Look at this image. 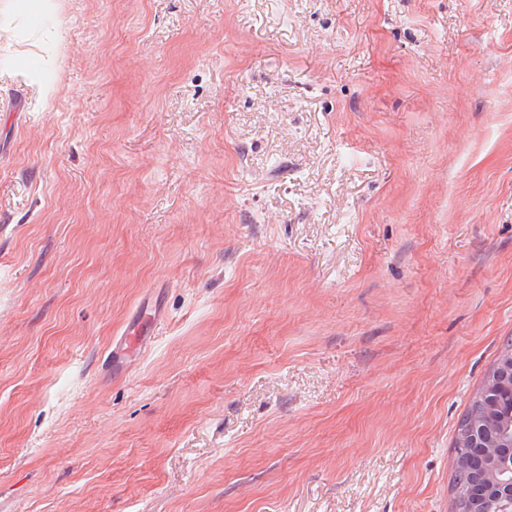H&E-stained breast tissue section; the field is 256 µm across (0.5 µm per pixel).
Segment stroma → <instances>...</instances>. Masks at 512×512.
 Segmentation results:
<instances>
[{
  "label": "stroma",
  "instance_id": "obj_1",
  "mask_svg": "<svg viewBox=\"0 0 512 512\" xmlns=\"http://www.w3.org/2000/svg\"><path fill=\"white\" fill-rule=\"evenodd\" d=\"M55 3L0 0V512H453L512 0Z\"/></svg>",
  "mask_w": 512,
  "mask_h": 512
}]
</instances>
